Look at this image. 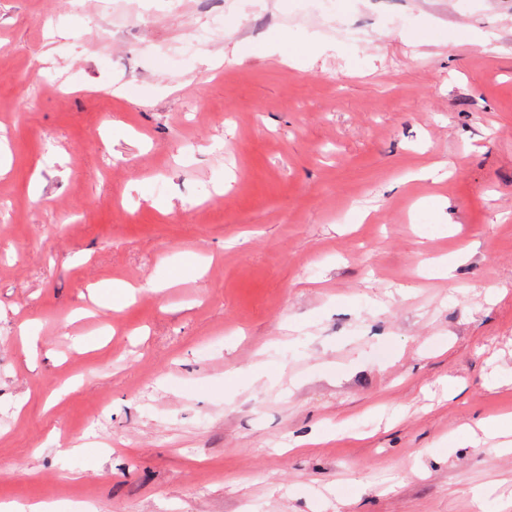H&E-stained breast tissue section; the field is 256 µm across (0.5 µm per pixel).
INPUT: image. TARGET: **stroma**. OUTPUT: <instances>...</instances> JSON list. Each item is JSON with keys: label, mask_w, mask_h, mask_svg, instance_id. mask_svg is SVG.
I'll use <instances>...</instances> for the list:
<instances>
[{"label": "stroma", "mask_w": 512, "mask_h": 512, "mask_svg": "<svg viewBox=\"0 0 512 512\" xmlns=\"http://www.w3.org/2000/svg\"><path fill=\"white\" fill-rule=\"evenodd\" d=\"M335 3L0 0L1 503L512 512V0Z\"/></svg>", "instance_id": "1"}]
</instances>
